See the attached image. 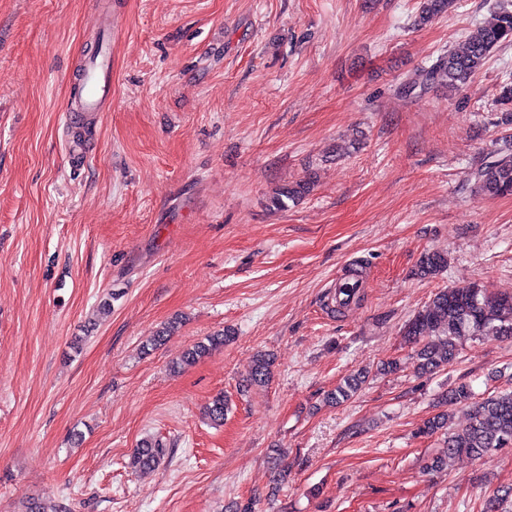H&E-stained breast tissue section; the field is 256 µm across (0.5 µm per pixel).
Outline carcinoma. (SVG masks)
I'll return each mask as SVG.
<instances>
[{"instance_id":"obj_1","label":"carcinoma","mask_w":512,"mask_h":512,"mask_svg":"<svg viewBox=\"0 0 512 512\" xmlns=\"http://www.w3.org/2000/svg\"><path fill=\"white\" fill-rule=\"evenodd\" d=\"M454 0H420L415 25L423 26L453 7ZM512 42V5H499L483 23L471 30L448 54L440 56L429 67L422 69L416 78L404 84L408 94L421 86L441 85L449 95L463 92L484 69L492 53L504 43ZM500 106L501 123L512 124V78L500 83L496 90ZM480 191L489 197L512 195V153L501 151L497 158L474 172ZM310 191V183L298 182L276 190L272 203L286 206ZM448 266L447 256L438 251L426 252L419 262L420 274L434 276ZM404 336L417 346L414 370L421 376L432 375L447 367L456 356L465 339L486 336L512 339V294L495 293L478 283L464 287L444 288L405 324ZM233 340L229 329L218 331L203 341L186 349L180 364L191 365L224 347ZM274 356L258 353L247 382L264 386L272 375ZM366 375L350 374L328 393L326 401L340 405L354 397L365 383ZM462 404L469 408L467 425L453 432L448 431V412L442 411L425 420L419 433L432 436L445 435L448 451L442 456L425 462L423 469L440 471L448 460L468 456L482 459L504 448L512 447V391L476 399L471 387L460 384L442 393L440 403ZM227 402L224 395L215 396L206 406L205 415L215 424L224 422ZM167 455V448L158 440H145L136 450L134 463L141 470L158 467Z\"/></svg>"}]
</instances>
